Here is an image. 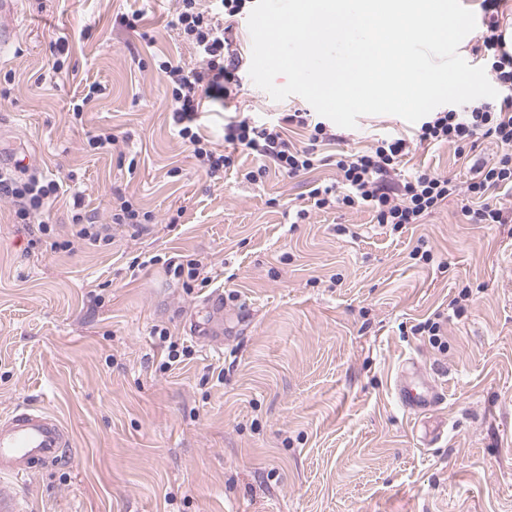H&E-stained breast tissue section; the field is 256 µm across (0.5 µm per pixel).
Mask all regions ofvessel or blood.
Listing matches in <instances>:
<instances>
[{
    "label": "vessel or blood",
    "instance_id": "vessel-or-blood-1",
    "mask_svg": "<svg viewBox=\"0 0 512 512\" xmlns=\"http://www.w3.org/2000/svg\"><path fill=\"white\" fill-rule=\"evenodd\" d=\"M396 396L407 411L419 415L445 400L435 387L421 381L417 372L402 370ZM72 446L68 428L55 415L27 403L0 416V512H29L15 484L63 458Z\"/></svg>",
    "mask_w": 512,
    "mask_h": 512
}]
</instances>
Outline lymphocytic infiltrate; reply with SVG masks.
I'll return each instance as SVG.
<instances>
[{
    "label": "lymphocytic infiltrate",
    "mask_w": 512,
    "mask_h": 512,
    "mask_svg": "<svg viewBox=\"0 0 512 512\" xmlns=\"http://www.w3.org/2000/svg\"><path fill=\"white\" fill-rule=\"evenodd\" d=\"M507 0H480L474 51L493 84L501 91L492 103L473 100L463 105L429 113L411 137L400 135L378 139L367 150L340 153L336 168L340 185H314L307 203L295 218L305 221L311 213L336 209L363 208L374 223L400 229L421 223L423 218L460 198L463 215L472 224L512 223V44L507 41L504 23ZM250 0H178L169 26L188 44L196 57L195 67L162 54L155 66L171 100V119L178 136L187 143L208 175L236 168L242 181L253 184L268 171L297 177L314 170L318 146L337 141L338 136L321 117L309 112H293L276 122L242 118L225 124L224 139L258 160V167L239 168L233 154L218 150L198 133L195 120L205 102L234 98L240 88L243 57L236 44L232 18L248 8ZM309 132L307 145L288 140L287 125ZM494 143L498 152L492 160L478 157L484 142ZM451 145L456 153L470 159L472 173L467 185L427 167L415 170L401 181H393L411 143ZM61 184L32 174L21 178L0 171V196L9 198L21 223L44 214L58 198Z\"/></svg>",
    "instance_id": "f902f5d3"
}]
</instances>
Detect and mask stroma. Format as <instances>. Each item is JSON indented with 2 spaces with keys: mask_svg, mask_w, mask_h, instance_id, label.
Wrapping results in <instances>:
<instances>
[{
  "mask_svg": "<svg viewBox=\"0 0 512 512\" xmlns=\"http://www.w3.org/2000/svg\"><path fill=\"white\" fill-rule=\"evenodd\" d=\"M176 0H15L18 28L0 58V167L22 159L66 190L37 225L0 198V414L26 402L68 427L67 457L19 482L31 512H512V223L470 224L459 202L403 232L362 209L293 223L325 165L253 184L208 176L172 125L152 54L196 62L167 20ZM141 12V32L118 24ZM70 50L55 86L34 75L50 44ZM99 82L107 98L81 118L69 102ZM252 80L197 125L224 146V120L307 112ZM395 115H364L336 150L410 134ZM109 132L117 151L91 149ZM138 158L129 170V158ZM465 181L451 146L412 145L408 169ZM99 223L120 199L153 215L111 224L110 245L73 239L71 192ZM178 224H171V217ZM426 241V265L411 252ZM158 262L135 272V256ZM199 259L210 286L185 287L168 262ZM224 292V307L207 302ZM459 310L449 313L450 302ZM444 313L443 346L418 326ZM207 336H187L190 323ZM187 353L168 363L153 336ZM443 390L415 416L395 399L404 366Z\"/></svg>",
  "mask_w": 512,
  "mask_h": 512,
  "instance_id": "35a3bbf8",
  "label": "stroma"
}]
</instances>
